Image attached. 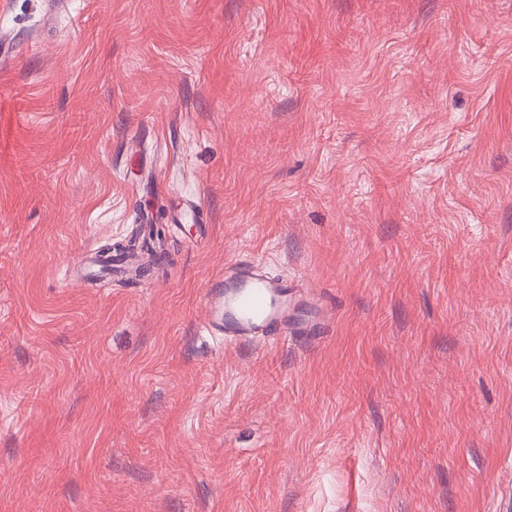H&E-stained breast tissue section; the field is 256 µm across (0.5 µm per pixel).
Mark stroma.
Wrapping results in <instances>:
<instances>
[{"label":"stroma","mask_w":512,"mask_h":512,"mask_svg":"<svg viewBox=\"0 0 512 512\" xmlns=\"http://www.w3.org/2000/svg\"><path fill=\"white\" fill-rule=\"evenodd\" d=\"M7 3L0 512H512V0ZM241 258L326 329L208 335Z\"/></svg>","instance_id":"35a3bbf8"}]
</instances>
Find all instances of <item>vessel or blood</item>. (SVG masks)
I'll use <instances>...</instances> for the list:
<instances>
[{
	"mask_svg": "<svg viewBox=\"0 0 512 512\" xmlns=\"http://www.w3.org/2000/svg\"><path fill=\"white\" fill-rule=\"evenodd\" d=\"M305 292L301 280L269 275L258 260L236 261L204 290V328L228 345L287 341L302 328L295 310Z\"/></svg>",
	"mask_w": 512,
	"mask_h": 512,
	"instance_id": "obj_1",
	"label": "vessel or blood"
}]
</instances>
